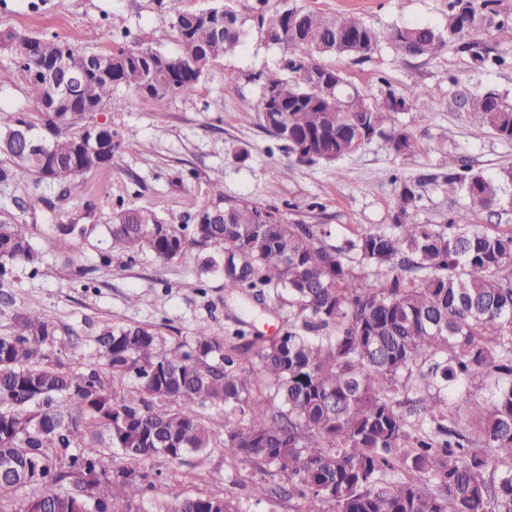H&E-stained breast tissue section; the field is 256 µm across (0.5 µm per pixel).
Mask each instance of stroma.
Wrapping results in <instances>:
<instances>
[{
    "label": "stroma",
    "instance_id": "obj_1",
    "mask_svg": "<svg viewBox=\"0 0 512 512\" xmlns=\"http://www.w3.org/2000/svg\"><path fill=\"white\" fill-rule=\"evenodd\" d=\"M222 0H0V30L14 29L74 40L81 49L112 48L144 41L164 53L180 49L171 26L175 11L198 10ZM257 0H234L244 19L241 47L219 60L189 97L161 102L124 91L122 102L105 107L93 118L111 126L112 167L85 177L82 195H63L54 184H0V209L32 225L45 252L39 275L18 269L11 288L27 305L43 310L58 322L90 336L99 323H142L159 326L174 340L191 335L202 323L221 336L232 335L241 311L222 277L201 273L208 250L190 246L164 263L152 254L128 258L110 251L106 238L84 246L77 265L66 263L68 240L45 239L48 224H104L119 205L150 210L158 221L184 224L189 214L209 200L207 180L221 174L224 194L278 207L290 222L327 224L333 244L393 222L397 182L416 185L418 207L411 214L419 224H443L463 218L468 224L494 225L512 232V210L491 212L451 195L442 185L448 170L467 165L486 176L512 166V141L488 133L471 134L468 112L460 105L464 94L493 89L512 99V67L475 68L455 47L439 56L402 58L388 44L366 60L351 56L326 58L353 86L374 100L427 93L426 110L395 113L396 123L414 139L413 151L396 154L376 139L355 155L334 164L298 163L282 142L259 126L255 113L242 110V100H258L260 74L282 67L286 53L266 44L253 20ZM266 9L298 6L329 13L353 12L381 34L413 23L444 25L448 0H266ZM95 26H86V19ZM134 139H125L127 129ZM288 168L281 179L276 168ZM45 197L52 209H28L29 200ZM111 253L102 265V253ZM159 471L156 488L144 501V512H158L165 497L175 493L230 495L243 501L247 512H292L291 503L251 497L261 473L245 462L225 464L214 454L208 474L191 462L151 461Z\"/></svg>",
    "mask_w": 512,
    "mask_h": 512
}]
</instances>
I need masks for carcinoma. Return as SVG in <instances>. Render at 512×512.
<instances>
[{
    "instance_id": "obj_1",
    "label": "carcinoma",
    "mask_w": 512,
    "mask_h": 512,
    "mask_svg": "<svg viewBox=\"0 0 512 512\" xmlns=\"http://www.w3.org/2000/svg\"><path fill=\"white\" fill-rule=\"evenodd\" d=\"M499 2L448 0L444 28L396 27L389 47L432 59L455 43L479 67L503 66V55L472 38L489 22L496 43L512 49V16L494 20ZM243 24L229 5L178 10V54L146 42L86 50L0 31L10 79L27 99L26 111L0 124V182L49 181L66 196L82 194L83 176L112 167V128L99 132L98 152L87 148L92 114L117 105L122 90L153 100L194 95L240 47ZM257 27L288 59L242 107L298 162L334 164L375 137L397 154L412 150L393 113L398 102L427 107L426 94L377 102L318 60L367 57L380 43L376 29L352 13L296 6L259 13ZM54 58L72 72L65 90L40 71ZM269 97L282 99V110L265 109ZM465 105L475 136L512 140V103L499 92ZM20 124L48 134L47 154L17 143ZM443 183L473 205L512 209V167L495 180L466 167ZM208 192L212 201L191 225L132 207L106 224L53 229L80 243L98 232L130 258L147 251L171 261L190 244L214 248L203 272L248 296L243 314L258 308L288 321L280 335L249 342L250 370L208 324L173 342L155 325L103 323L83 369L65 367L58 354L85 339L6 290L19 266L38 275L44 255L29 225L0 214V512H138L155 489L147 461L194 456L204 467L216 452L271 477L288 472L286 486L254 484L259 501L296 498L328 504L327 512H512V233L454 219L417 224L410 214L419 194L408 182L396 188L390 229L342 245L327 242L321 224H292L275 207L224 197L217 176ZM213 414L224 424L214 426ZM113 455L124 464L109 467ZM163 509L245 512L231 496L179 493Z\"/></svg>"
}]
</instances>
